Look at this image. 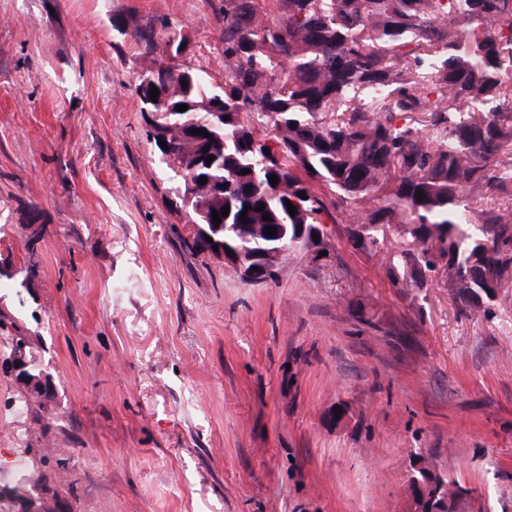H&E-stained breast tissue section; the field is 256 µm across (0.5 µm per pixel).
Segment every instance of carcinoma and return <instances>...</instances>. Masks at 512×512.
I'll use <instances>...</instances> for the list:
<instances>
[{"mask_svg":"<svg viewBox=\"0 0 512 512\" xmlns=\"http://www.w3.org/2000/svg\"><path fill=\"white\" fill-rule=\"evenodd\" d=\"M279 2L272 17L256 0H224V84L171 63L139 76L141 112L154 116L146 125L169 134L166 164L180 169L207 146L224 149L184 181L183 197L193 193L205 229L247 257H307L309 245L329 251L312 187L320 183L352 212V248H378L374 232L385 224L420 246L400 252L390 280L432 270L436 241L460 315L488 317L485 301L512 281V209H480L472 193L512 194V0ZM214 105L228 120L214 119ZM186 126L210 137L189 141ZM375 198L381 205L362 207ZM226 205L214 224L212 211ZM244 222H266L276 236L246 238ZM29 454L18 453L10 480L0 468V482L20 495L45 486L26 469Z\"/></svg>","mask_w":512,"mask_h":512,"instance_id":"obj_1","label":"carcinoma"}]
</instances>
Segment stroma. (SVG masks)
<instances>
[{
    "mask_svg": "<svg viewBox=\"0 0 512 512\" xmlns=\"http://www.w3.org/2000/svg\"><path fill=\"white\" fill-rule=\"evenodd\" d=\"M223 8L0 0V312L55 388L18 416L0 370V448L64 458L57 512H412L413 450L470 489L455 512H512V282L466 320L445 258L391 282L408 240L352 249L327 191L329 258L293 256L278 283L186 249L134 85L167 40L223 83Z\"/></svg>",
    "mask_w": 512,
    "mask_h": 512,
    "instance_id": "35a3bbf8",
    "label": "stroma"
}]
</instances>
